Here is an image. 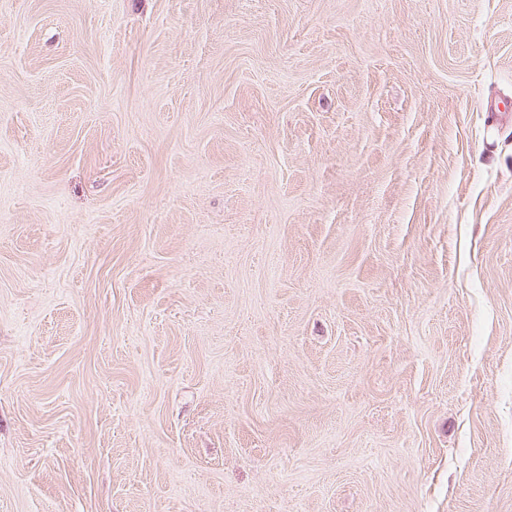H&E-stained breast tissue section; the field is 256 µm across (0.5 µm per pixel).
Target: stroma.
Segmentation results:
<instances>
[{
  "label": "stroma",
  "instance_id": "1",
  "mask_svg": "<svg viewBox=\"0 0 512 512\" xmlns=\"http://www.w3.org/2000/svg\"><path fill=\"white\" fill-rule=\"evenodd\" d=\"M0 512H512V0H0Z\"/></svg>",
  "mask_w": 512,
  "mask_h": 512
}]
</instances>
